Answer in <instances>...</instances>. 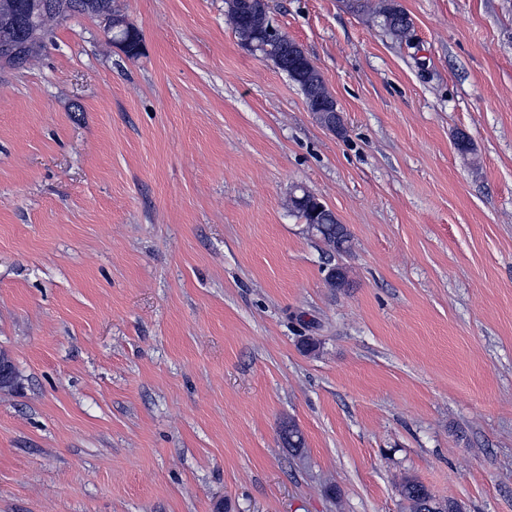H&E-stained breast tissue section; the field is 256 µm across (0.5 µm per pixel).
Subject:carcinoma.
<instances>
[{"instance_id":"carcinoma-1","label":"carcinoma","mask_w":512,"mask_h":512,"mask_svg":"<svg viewBox=\"0 0 512 512\" xmlns=\"http://www.w3.org/2000/svg\"><path fill=\"white\" fill-rule=\"evenodd\" d=\"M82 14L96 18L107 17L115 22H127V17L112 7V0H79ZM226 15L242 45L253 49L262 59L273 62L296 83L307 102H333L322 76L313 66L304 50L274 26L268 10L257 7L256 0H225ZM34 0H0V43H14L15 53L9 67L19 69L34 60L44 48L45 36L60 20L55 13L41 15L40 28L43 37L28 41L22 38L26 17L34 10ZM383 26L397 39H410L412 22L407 13L394 0H383L378 6ZM112 38L120 39L127 56L141 54L139 33L117 29ZM289 211L304 221L308 234L319 239L334 253H346L351 248V235L345 225L338 222L333 211L317 203V197L308 190L290 197ZM281 439L289 448L305 447V439L299 427L286 423L280 431ZM402 496L411 504L412 512H459L451 499L438 500L419 481L407 479L401 486Z\"/></svg>"}]
</instances>
